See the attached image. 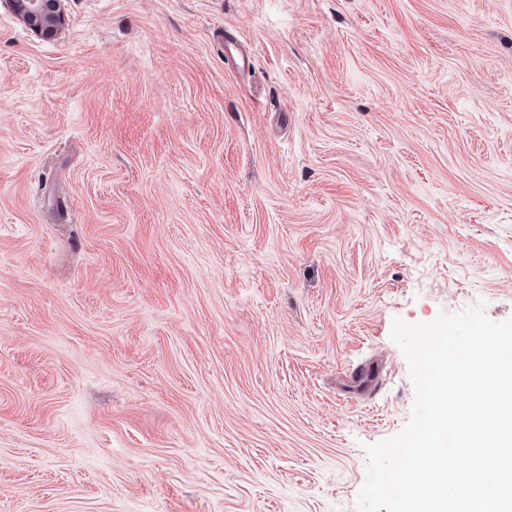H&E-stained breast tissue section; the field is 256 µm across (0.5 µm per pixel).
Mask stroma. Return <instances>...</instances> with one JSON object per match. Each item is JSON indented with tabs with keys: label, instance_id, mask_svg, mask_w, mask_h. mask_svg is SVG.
<instances>
[{
	"label": "stroma",
	"instance_id": "35a3bbf8",
	"mask_svg": "<svg viewBox=\"0 0 512 512\" xmlns=\"http://www.w3.org/2000/svg\"><path fill=\"white\" fill-rule=\"evenodd\" d=\"M63 6L0 0V512H356L394 319L512 317V0ZM10 8L36 34L54 38L65 25L63 0H6Z\"/></svg>",
	"mask_w": 512,
	"mask_h": 512
}]
</instances>
